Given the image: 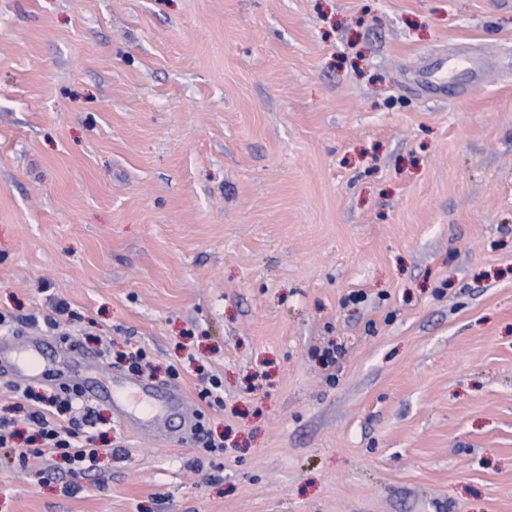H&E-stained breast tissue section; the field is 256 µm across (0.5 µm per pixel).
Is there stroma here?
Wrapping results in <instances>:
<instances>
[{
    "label": "stroma",
    "instance_id": "obj_1",
    "mask_svg": "<svg viewBox=\"0 0 512 512\" xmlns=\"http://www.w3.org/2000/svg\"><path fill=\"white\" fill-rule=\"evenodd\" d=\"M0 313L204 425L18 412L0 512H512V0H0ZM20 392L19 397L32 401L54 417L48 419L42 411L29 414L28 419L36 427L35 431L42 441V447L54 448L65 458L72 466L70 470L73 476L77 477L89 471L95 462L96 452L93 448H86V445L93 442V438L87 437L83 444L82 437L85 433L84 427H94L96 424L92 413L87 411L81 419L68 417L73 412L76 399L58 394L41 395L30 387H25Z\"/></svg>",
    "mask_w": 512,
    "mask_h": 512
}]
</instances>
